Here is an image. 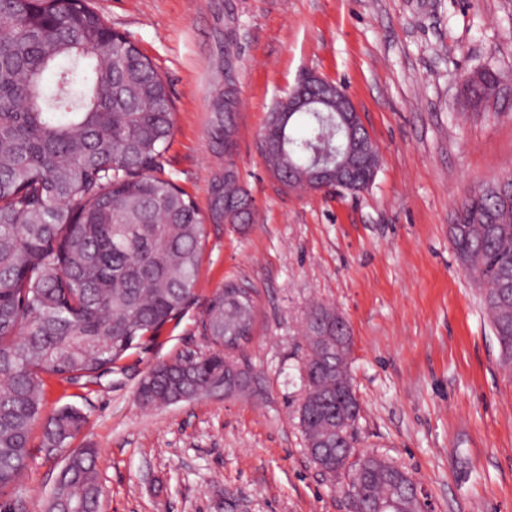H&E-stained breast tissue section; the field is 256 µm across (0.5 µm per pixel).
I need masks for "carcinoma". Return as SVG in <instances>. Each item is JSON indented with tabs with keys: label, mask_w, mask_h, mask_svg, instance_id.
<instances>
[{
	"label": "carcinoma",
	"mask_w": 512,
	"mask_h": 512,
	"mask_svg": "<svg viewBox=\"0 0 512 512\" xmlns=\"http://www.w3.org/2000/svg\"><path fill=\"white\" fill-rule=\"evenodd\" d=\"M53 77V88L45 83ZM499 83L491 70L465 82L466 102L482 106ZM268 113L260 151L290 189L317 154L345 159L353 175L343 189L374 181L359 153L375 145L363 126L347 130L336 113L311 106ZM233 103L219 98L211 146L235 166L224 130ZM168 82L127 36L113 31L88 0H0V512L27 469L30 431L44 419V447L79 434L87 417L65 406L42 417L44 376L94 379L144 337L194 304L204 217L193 200L161 176L173 132ZM252 199L238 181L213 179L209 218L247 224ZM452 243L481 298L512 369V177L464 196ZM233 280L206 307L201 326L209 353L162 361L141 380L137 398L164 405L200 396L226 367L224 339L254 310ZM309 392L298 407L305 448L324 473L341 477L346 438L360 407L347 370L350 336L336 312L319 305L306 322ZM95 448L71 451L43 512H98L102 488ZM411 476L378 455L362 467L355 495L370 508L390 497L395 512H421Z\"/></svg>",
	"instance_id": "cac0c4a2"
}]
</instances>
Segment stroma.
<instances>
[{
    "mask_svg": "<svg viewBox=\"0 0 512 512\" xmlns=\"http://www.w3.org/2000/svg\"><path fill=\"white\" fill-rule=\"evenodd\" d=\"M169 81L174 130L164 172L201 211L224 166L210 147L213 104L241 98L235 161L252 224H211L198 300L97 382L50 377L45 413L72 405L98 449L101 512H352L343 484L310 461L296 418L311 307L333 308L351 337L357 450L415 479L423 512H512V371L477 284L451 243L471 189L512 176V0H91ZM492 69L494 96L472 110L466 78ZM308 73L341 84L381 152L361 192L287 190L258 150L267 115ZM258 307L236 349L250 392L215 389L145 407L157 362L207 353L201 314L225 280ZM31 459L8 490L41 512L68 455Z\"/></svg>",
    "mask_w": 512,
    "mask_h": 512,
    "instance_id": "stroma-1",
    "label": "stroma"
}]
</instances>
